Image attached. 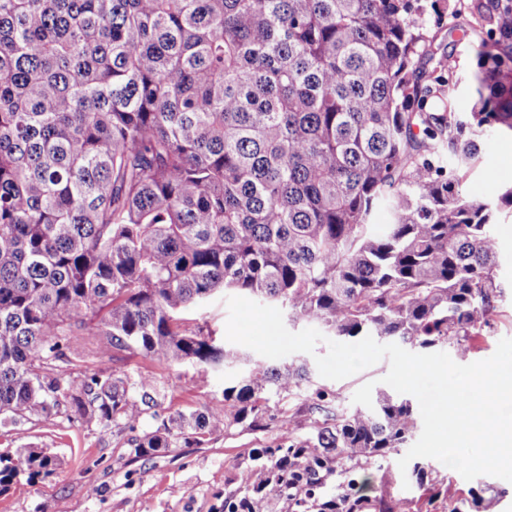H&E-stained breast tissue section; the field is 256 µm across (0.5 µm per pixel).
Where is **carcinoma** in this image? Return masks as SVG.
Returning a JSON list of instances; mask_svg holds the SVG:
<instances>
[{
	"mask_svg": "<svg viewBox=\"0 0 512 512\" xmlns=\"http://www.w3.org/2000/svg\"><path fill=\"white\" fill-rule=\"evenodd\" d=\"M454 8L477 39L473 111L436 44L438 0H0V428L68 408L134 430L155 382L114 374L112 350L241 366L218 407L135 439L152 457L273 412L302 431L254 448L224 512H416L365 471L403 447L417 407L384 394L339 412L306 365L248 360L204 320L218 295L276 304L334 336L464 354L502 294L492 236L512 188L461 182L512 134V0ZM387 208L392 223H373ZM95 369L63 376L61 368ZM61 465L0 453V494ZM341 492L328 496L331 477ZM410 479L433 502L420 464Z\"/></svg>",
	"mask_w": 512,
	"mask_h": 512,
	"instance_id": "carcinoma-1",
	"label": "carcinoma"
}]
</instances>
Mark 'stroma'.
Instances as JSON below:
<instances>
[{"label": "stroma", "mask_w": 512, "mask_h": 512, "mask_svg": "<svg viewBox=\"0 0 512 512\" xmlns=\"http://www.w3.org/2000/svg\"><path fill=\"white\" fill-rule=\"evenodd\" d=\"M439 42L448 46V60L459 84L454 91L455 110L471 111L474 97L471 70L475 55L473 38L461 33L440 32ZM512 186V139L494 137L482 146L476 167L462 183V191L483 199L498 189ZM499 254L498 275L504 285L494 329L480 349L465 356V363L490 357L499 340L512 338V218L495 225ZM114 373L152 377L160 390L155 414L145 415L140 428L153 431L174 413L201 410L221 398L224 374L199 380L191 368L175 366L137 351L118 352L111 364ZM388 360L348 378L333 381L313 375L315 385L337 394L342 405L352 403L355 391L373 383L374 393L387 389L383 382ZM279 421L266 429H234L214 433L201 444L176 442L156 457H136L132 431L123 424L87 425L69 412L49 422L24 421L14 431L0 432V452L31 444L52 453L61 461L53 475L29 484L19 481L0 494V512H223L224 494L233 489L245 469L251 449L281 440ZM430 467L442 480L439 500L430 512H474L471 493L490 499L494 512H512V483L481 475L465 480L438 460Z\"/></svg>", "instance_id": "1"}]
</instances>
